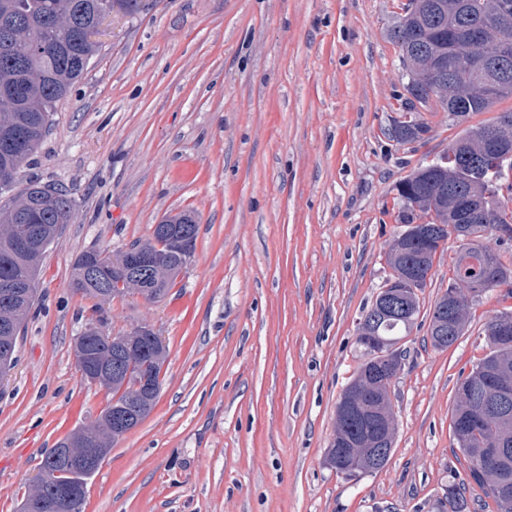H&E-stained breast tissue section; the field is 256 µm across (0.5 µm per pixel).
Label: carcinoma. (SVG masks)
<instances>
[{
	"instance_id": "carcinoma-1",
	"label": "carcinoma",
	"mask_w": 512,
	"mask_h": 512,
	"mask_svg": "<svg viewBox=\"0 0 512 512\" xmlns=\"http://www.w3.org/2000/svg\"><path fill=\"white\" fill-rule=\"evenodd\" d=\"M106 0H0V167L14 170V179L0 182V322L12 321L23 325L31 304L13 302L4 294L3 285L16 280L36 281L37 272L46 251L58 239L62 225L71 219L74 203L57 188L44 191V185L35 180L17 189L22 173L32 156L51 130L50 116L57 104L70 92L74 83L88 69L97 52V44L87 42L80 30L92 23ZM499 0H408L404 15L398 17L390 30L392 41L399 47L400 63L410 74L407 92L411 107L434 101L455 122L465 120L474 112H489L501 99L512 96V65L509 79L498 94L487 96L486 77L469 68L448 75L432 90V60L444 51L453 57L473 54L471 34L488 25L497 11ZM492 125L502 142L512 145V111L501 112ZM488 125L472 126L456 138L461 144L460 160L446 169H429L421 165L412 170L396 185L398 198L403 203L401 223L427 224L434 232V242L426 251L410 248L404 234L393 241L388 254L389 277L379 288L377 296L398 307V313L378 322L376 303H371L364 314L363 326L357 333L374 327L377 335L400 340L410 335L421 313L420 298L405 289V279L413 275L424 288L431 275L438 250L454 238L458 243L454 279V298L442 292L430 308L427 335L435 349H447L464 334L473 282H487L492 288H508L512 298V267L505 265L497 253L484 245L481 239L490 235L501 224H512V195L484 182L476 164L482 161ZM429 132L423 122L414 120L396 122L394 137L403 142L417 141ZM23 138L22 147L12 143L15 135ZM178 229L197 236L198 224L191 212H180L170 220ZM22 224L36 227L31 249L17 248L18 230ZM132 246L159 257V263L150 272L130 278L123 287H112V281L123 278V273L106 267L90 276L89 251H84L73 264V290L83 297L99 298V288H110L109 297L140 293L148 301L166 297L178 271L182 256L171 251L166 239L154 231ZM512 310L501 312L485 328L490 352L468 373L461 375L456 386L452 408V425L468 419L474 426L468 436L456 440V447L467 462L466 480L475 483L491 497L498 512H512L502 504L503 497L512 501V474L497 476L486 462L475 458L473 449L492 448L499 441L512 444V415L503 418L496 414L484 415L472 401L474 373L495 364L512 367V337L503 339L495 334V327ZM95 353L96 366L108 370L100 386L112 392V399L99 420L83 426L66 437L76 443L85 433L94 434L100 447L108 448L115 440L109 429L108 416L114 409L135 405L141 417H146L155 405L158 393L139 395L134 389L128 369L147 365L161 386L160 373L167 358L162 342L148 338L129 349L128 334L106 336L94 325L83 332ZM357 368L342 396L363 391L367 406L373 414L366 415L356 408L336 416V425L327 448L326 462L338 474L344 473L343 462L336 459V446L346 455V461L363 460L359 467L363 474H373L385 467L392 449L375 446L376 435L394 436L396 414L390 397L394 377L389 369L373 362L371 353ZM67 482L61 475L45 487H34L28 497L46 501L58 486ZM438 512H464L461 484L448 485L438 501Z\"/></svg>"
}]
</instances>
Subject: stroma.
I'll return each mask as SVG.
<instances>
[{"mask_svg": "<svg viewBox=\"0 0 512 512\" xmlns=\"http://www.w3.org/2000/svg\"><path fill=\"white\" fill-rule=\"evenodd\" d=\"M406 0H153L117 13L25 170L74 201L0 378V512H18L42 454L95 423L111 393L85 381L75 340L145 326L168 347L152 411L112 446L82 512H433L465 462L451 410L484 330L512 298L471 299L463 336L403 341L392 455L348 478L326 461L340 395L364 360L356 327L390 274L396 185L463 125L435 105L400 143L409 77L389 30ZM195 212L193 256L168 295L75 294L80 253L112 255ZM448 240L422 313L454 277ZM429 131L428 126L423 122L414 120L396 122L393 134L394 137L403 142L417 141L423 139V136Z\"/></svg>", "mask_w": 512, "mask_h": 512, "instance_id": "stroma-1", "label": "stroma"}]
</instances>
